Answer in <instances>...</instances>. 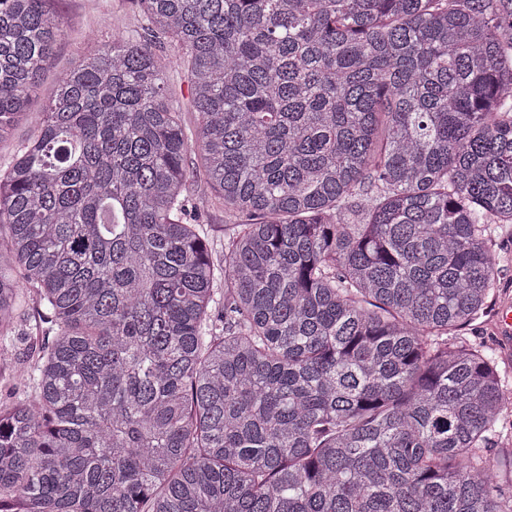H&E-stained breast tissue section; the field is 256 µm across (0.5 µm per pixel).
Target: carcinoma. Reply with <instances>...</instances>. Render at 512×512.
<instances>
[{"instance_id":"obj_1","label":"carcinoma","mask_w":512,"mask_h":512,"mask_svg":"<svg viewBox=\"0 0 512 512\" xmlns=\"http://www.w3.org/2000/svg\"><path fill=\"white\" fill-rule=\"evenodd\" d=\"M52 2L0 0V336L30 301L54 336L0 512H512V392L461 336L512 224V0H137L31 112ZM169 92L172 96L171 102L175 107H180L183 118V125L190 139L194 138L195 133V116L189 109L190 83L184 74L179 70H173L169 73ZM31 125L25 118L21 119L13 132L12 138L0 147V169H6L12 163L17 146L30 133ZM200 222L208 236L219 243L224 238V209L218 204H209L201 214Z\"/></svg>"}]
</instances>
